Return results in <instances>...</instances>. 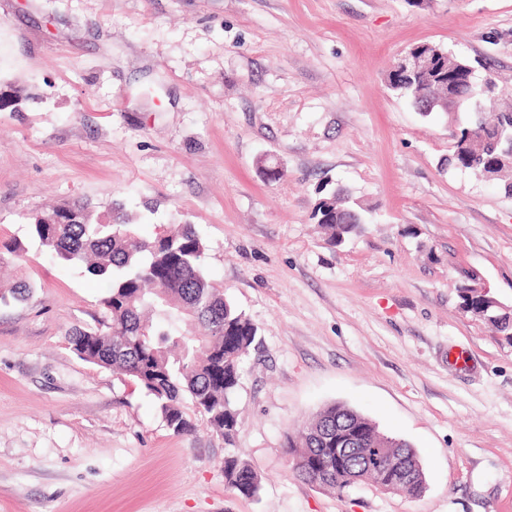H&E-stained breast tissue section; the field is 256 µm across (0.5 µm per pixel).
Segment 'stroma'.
I'll return each mask as SVG.
<instances>
[{"label":"stroma","mask_w":512,"mask_h":512,"mask_svg":"<svg viewBox=\"0 0 512 512\" xmlns=\"http://www.w3.org/2000/svg\"><path fill=\"white\" fill-rule=\"evenodd\" d=\"M437 44L512 103V0H0V512H512V341L464 312V273L512 310V197L448 166L465 112L420 115L394 59ZM366 209L328 242L325 183ZM122 204L143 233L194 225L203 268L257 326L233 448L87 363L105 287L49 261L37 212ZM469 357L455 363L456 353ZM341 402L415 448L416 497L295 476L289 435ZM247 460L258 494L227 489ZM224 481L229 488L244 497H254L261 478L251 464L235 455L224 459Z\"/></svg>","instance_id":"35a3bbf8"}]
</instances>
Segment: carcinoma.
I'll use <instances>...</instances> for the list:
<instances>
[{
    "instance_id": "cac0c4a2",
    "label": "carcinoma",
    "mask_w": 512,
    "mask_h": 512,
    "mask_svg": "<svg viewBox=\"0 0 512 512\" xmlns=\"http://www.w3.org/2000/svg\"><path fill=\"white\" fill-rule=\"evenodd\" d=\"M455 81L453 93L469 96L479 90L470 63L455 55L446 64L419 74L389 72L388 88L417 103L428 102L430 111L448 110V92L442 82ZM493 134L512 138V110L484 118ZM491 154V145L467 159L448 156V166L480 171ZM350 208L346 197L332 194L321 199L313 218L329 241L336 242L332 212ZM31 237L54 260L81 262L84 274L104 282L101 303L108 320L96 329L75 328L68 333L72 351L83 361L102 368H116L151 395L169 430L189 435L195 424L184 410L191 402L204 415L212 431L231 445L238 419L233 398L240 384L241 367L259 343L252 321L224 297L203 270L204 243L191 224H177L150 236L140 234L120 208L97 214L86 205L59 207L35 214L29 222ZM23 245L0 242V264L21 256ZM11 296L0 293V303L23 301L31 285L19 281ZM465 310L512 333V316L490 305L477 288L460 293ZM348 434L368 447L382 443L394 456L406 459L415 478L400 489L411 495L422 492L425 474L412 446L381 432L367 416L339 402L331 403L307 420L297 439L288 441L292 468L300 479L327 486L342 494L349 482L336 477L317 478L321 457L335 452L336 432ZM224 481L244 497H254L261 478L251 464L235 455L224 459Z\"/></svg>"
}]
</instances>
